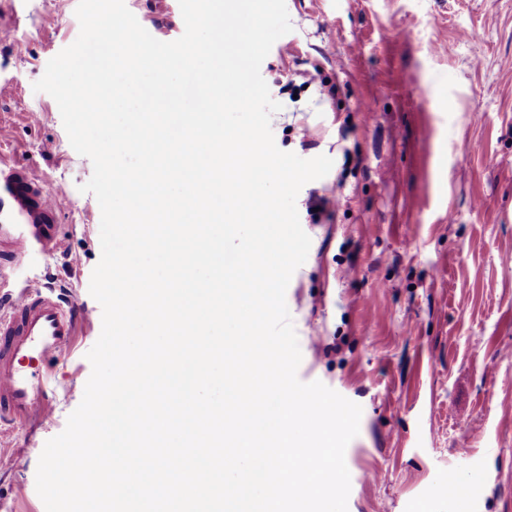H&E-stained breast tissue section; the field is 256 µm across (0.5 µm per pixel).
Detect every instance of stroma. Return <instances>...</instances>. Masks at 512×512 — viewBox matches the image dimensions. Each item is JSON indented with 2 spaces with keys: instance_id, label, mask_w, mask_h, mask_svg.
<instances>
[{
  "instance_id": "obj_1",
  "label": "stroma",
  "mask_w": 512,
  "mask_h": 512,
  "mask_svg": "<svg viewBox=\"0 0 512 512\" xmlns=\"http://www.w3.org/2000/svg\"><path fill=\"white\" fill-rule=\"evenodd\" d=\"M78 0H15L0 25V152L68 197L62 247L5 269L86 313L53 361L52 414L0 435V512H45L35 485L91 375L101 209L93 165L33 85L78 37ZM156 39L178 0H125ZM292 30L260 72L286 83L276 146L332 159L296 199L311 239L286 304L301 382L362 408L348 512H458L448 473L477 476L472 512H512V0H286ZM335 93L323 95L322 86Z\"/></svg>"
}]
</instances>
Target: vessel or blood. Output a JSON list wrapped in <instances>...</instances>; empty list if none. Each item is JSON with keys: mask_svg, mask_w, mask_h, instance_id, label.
<instances>
[{"mask_svg": "<svg viewBox=\"0 0 512 512\" xmlns=\"http://www.w3.org/2000/svg\"><path fill=\"white\" fill-rule=\"evenodd\" d=\"M66 204L27 167L0 160V270L57 252ZM84 317L76 302L33 286L0 306V426L37 422L52 412L58 387L47 369L69 350Z\"/></svg>", "mask_w": 512, "mask_h": 512, "instance_id": "obj_1", "label": "vessel or blood"}]
</instances>
